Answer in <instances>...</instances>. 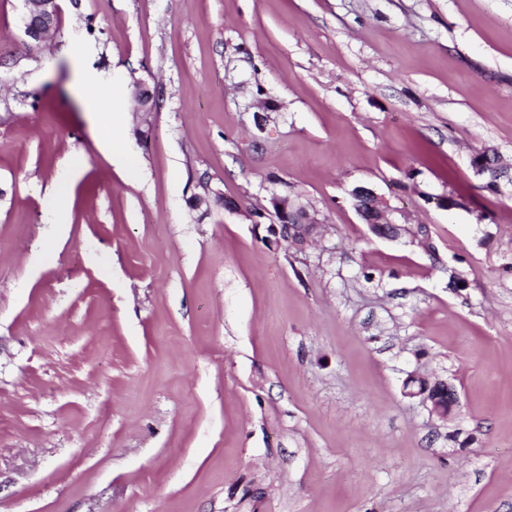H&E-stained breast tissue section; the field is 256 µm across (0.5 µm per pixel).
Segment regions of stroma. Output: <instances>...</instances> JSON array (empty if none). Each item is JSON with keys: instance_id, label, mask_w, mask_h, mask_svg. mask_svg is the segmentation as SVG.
I'll use <instances>...</instances> for the list:
<instances>
[{"instance_id": "stroma-1", "label": "stroma", "mask_w": 512, "mask_h": 512, "mask_svg": "<svg viewBox=\"0 0 512 512\" xmlns=\"http://www.w3.org/2000/svg\"><path fill=\"white\" fill-rule=\"evenodd\" d=\"M60 6L0 0V512H512V0ZM25 5L24 32L36 46L56 29L60 9L58 0H23ZM351 195L355 198L359 199H365L368 201V204L371 208H373L375 211H378L381 217H384L387 221V224H380L379 228L382 232L390 233V234H399L403 229H401L398 226H394L391 224H396L393 222L389 214V208L387 206V203L384 201V199L380 196H378L374 191H372L369 188L358 186L355 187ZM280 200V199H279ZM278 201V211L282 219V223L286 224V228H280L279 224H270V230L275 235H280L282 230L283 237L287 240H291L292 243L301 245L304 243V237H290L288 231L292 233V229L299 228V226L305 227L308 224H319V219L316 217V213H311L307 206L296 202L294 200L286 198L285 202ZM278 226V227H277ZM422 381H424V379H422ZM424 382H426V380ZM446 388H448L447 385H446ZM429 389H430V384L423 385V388L417 389V391L411 390V391H409V394L414 395V396H422L423 400L425 402H427V401L430 402L432 413H434L440 417H446L448 415V413H450L453 410V408L455 407V405L457 403V398H456L455 393L453 392V390L448 388V406L445 405V407H444L438 402L439 401L438 398L440 399V402L446 404L447 399L445 397L447 396V393H444V392L436 389L434 392V394L436 396L435 397L434 395L430 394Z\"/></svg>"}]
</instances>
